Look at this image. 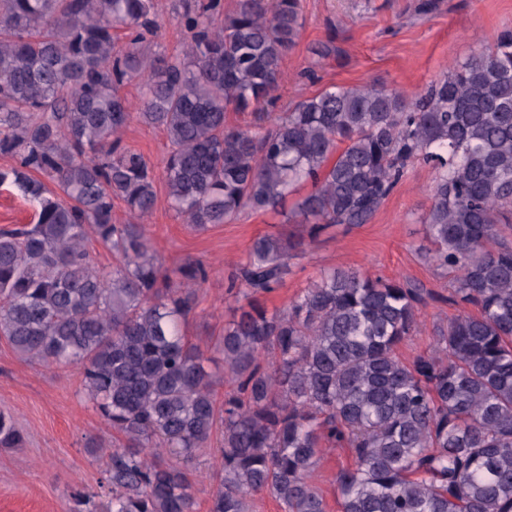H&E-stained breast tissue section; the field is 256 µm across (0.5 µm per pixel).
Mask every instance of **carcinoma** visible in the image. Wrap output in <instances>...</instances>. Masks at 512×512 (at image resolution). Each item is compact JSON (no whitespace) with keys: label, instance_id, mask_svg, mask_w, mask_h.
<instances>
[{"label":"carcinoma","instance_id":"cac0c4a2","mask_svg":"<svg viewBox=\"0 0 512 512\" xmlns=\"http://www.w3.org/2000/svg\"><path fill=\"white\" fill-rule=\"evenodd\" d=\"M156 0H0V155L16 165L35 223L0 230V336L22 356L74 365L115 432L105 512H195L188 465L221 430L210 512H248L265 492L283 512H328L311 482L324 448H349L340 512H512V32L448 68L423 95L331 87L282 116V62L301 0H183L179 54L152 52ZM139 117L163 129L171 207L198 230L240 212L278 210L307 236L262 235L230 275L242 298L216 340L232 391L217 405L204 354L181 332L209 268L174 281L139 219L156 173L123 144ZM252 110L246 127L226 112ZM424 160L437 170L423 216L426 260L455 273L465 312L437 328L432 353L404 363L427 290L331 269L285 311L258 295L336 224H367ZM313 190L286 209L294 186ZM119 257L98 266L89 239ZM24 436L0 413V447Z\"/></svg>","mask_w":512,"mask_h":512}]
</instances>
